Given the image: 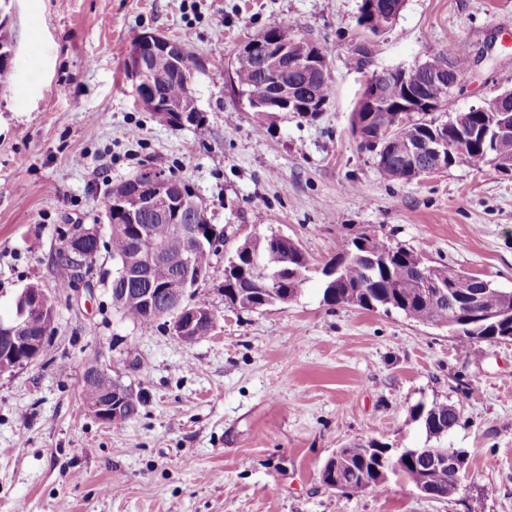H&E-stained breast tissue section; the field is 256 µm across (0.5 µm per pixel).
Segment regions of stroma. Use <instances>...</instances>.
<instances>
[{
  "instance_id": "1",
  "label": "stroma",
  "mask_w": 512,
  "mask_h": 512,
  "mask_svg": "<svg viewBox=\"0 0 512 512\" xmlns=\"http://www.w3.org/2000/svg\"><path fill=\"white\" fill-rule=\"evenodd\" d=\"M361 0H11L15 42L0 80V318L30 284L50 296L48 352L0 372V512H512V342L460 348L447 330L399 311L324 302L319 275L285 305L224 303L216 255L193 301L214 318L188 344L166 320L142 325L112 302L103 201L152 170L185 181L225 249L282 233L315 264L367 235L512 291V176L452 166L408 182L378 173L351 116L365 75L350 58ZM294 21L327 54L322 112H252L233 80L239 47ZM185 42L196 121L144 109L126 68L134 38ZM453 43L476 63L432 117L445 121L512 90V0H404L371 70L411 67ZM100 237L84 287H62L56 254L79 231ZM98 363L146 402L120 429L82 397ZM444 402L460 423L437 446L469 458L451 498L407 480L358 495L320 479L363 439L393 452L428 445L412 408Z\"/></svg>"
}]
</instances>
